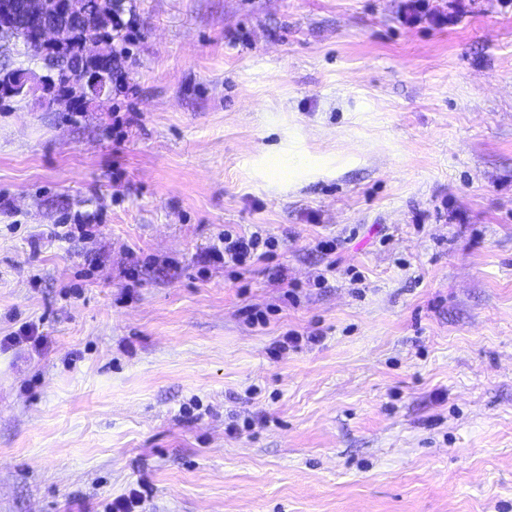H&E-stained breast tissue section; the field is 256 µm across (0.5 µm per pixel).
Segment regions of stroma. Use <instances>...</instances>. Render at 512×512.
Returning a JSON list of instances; mask_svg holds the SVG:
<instances>
[{
	"instance_id": "obj_1",
	"label": "stroma",
	"mask_w": 512,
	"mask_h": 512,
	"mask_svg": "<svg viewBox=\"0 0 512 512\" xmlns=\"http://www.w3.org/2000/svg\"><path fill=\"white\" fill-rule=\"evenodd\" d=\"M128 4L0 98V512H512V0ZM219 244H213L210 249L211 257L217 262H224L226 267L246 269L252 265L269 259L279 243L278 239L255 231L248 234H233L224 230L218 238Z\"/></svg>"
}]
</instances>
